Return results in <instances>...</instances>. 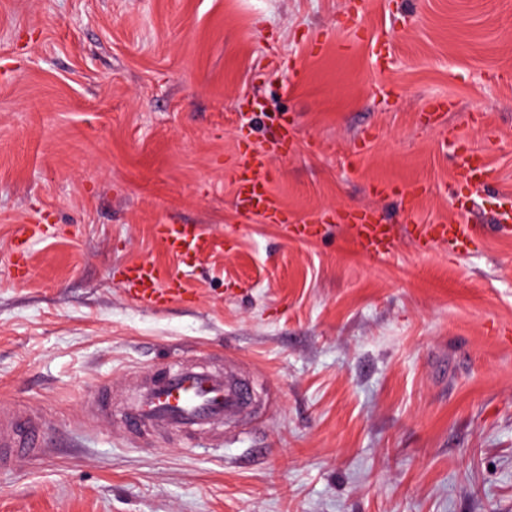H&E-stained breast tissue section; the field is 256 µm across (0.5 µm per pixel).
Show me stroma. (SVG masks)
I'll return each instance as SVG.
<instances>
[{
	"instance_id": "stroma-1",
	"label": "stroma",
	"mask_w": 512,
	"mask_h": 512,
	"mask_svg": "<svg viewBox=\"0 0 512 512\" xmlns=\"http://www.w3.org/2000/svg\"><path fill=\"white\" fill-rule=\"evenodd\" d=\"M354 3L0 0V408L42 423L41 453L0 465V512H512V232L495 220L512 195V0H366L353 28ZM256 92L254 144L266 113L296 126L281 202L377 208L394 254L362 255L336 223L296 242L242 217L236 113ZM433 98L454 103L436 123ZM450 130L487 156L486 188L455 183ZM451 184L478 213L452 208ZM444 218L473 241L421 255L406 228ZM21 224L50 230L18 281ZM158 224L224 246L188 276L191 302L147 309L119 271L173 266ZM176 360L252 389L221 443L87 423L100 391L132 400L134 375Z\"/></svg>"
}]
</instances>
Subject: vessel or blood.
Listing matches in <instances>:
<instances>
[{
	"instance_id": "b4317fda",
	"label": "vessel or blood",
	"mask_w": 512,
	"mask_h": 512,
	"mask_svg": "<svg viewBox=\"0 0 512 512\" xmlns=\"http://www.w3.org/2000/svg\"><path fill=\"white\" fill-rule=\"evenodd\" d=\"M268 122L275 126V138L264 146H255L246 134H239L237 163L231 172L236 197L247 213L264 223L284 227L290 237L306 240L317 235L321 225L337 221L344 224L361 252L371 257H385L396 248L397 235L392 225L376 209L361 207L333 214L323 210L299 217L288 210L272 192L274 160L293 156L297 148L296 129L287 115L271 113ZM455 174L464 183L487 185L493 177L482 153L465 139H458L452 152ZM45 232L44 225H21L16 235L10 273L23 279L28 274L27 246ZM470 224L442 221L416 224L410 235L422 254L438 247L455 248L474 237ZM159 246L175 260L167 271L153 263L125 265L122 277L133 299L142 307L154 308L166 302L190 299L187 277L199 259L215 247L216 239L205 235L193 224H160L155 229ZM250 404L245 384L234 376L192 364L168 370L161 378L142 383L139 396L125 415V425L132 430L155 429L193 435L242 413ZM40 448L35 423H23L9 412L0 411V460L34 455Z\"/></svg>"
}]
</instances>
